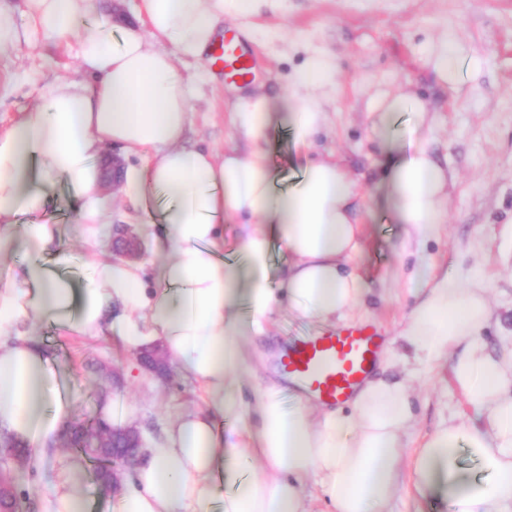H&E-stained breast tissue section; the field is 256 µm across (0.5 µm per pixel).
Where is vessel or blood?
Here are the masks:
<instances>
[{"instance_id":"obj_1","label":"vessel or blood","mask_w":512,"mask_h":512,"mask_svg":"<svg viewBox=\"0 0 512 512\" xmlns=\"http://www.w3.org/2000/svg\"><path fill=\"white\" fill-rule=\"evenodd\" d=\"M225 80L252 82L256 57L245 35L225 29L208 59ZM381 343L366 326L328 331L285 346L278 354L280 372L306 394L325 405L344 404L373 372Z\"/></svg>"}]
</instances>
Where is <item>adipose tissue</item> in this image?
I'll use <instances>...</instances> for the list:
<instances>
[{"label": "adipose tissue", "mask_w": 512, "mask_h": 512, "mask_svg": "<svg viewBox=\"0 0 512 512\" xmlns=\"http://www.w3.org/2000/svg\"><path fill=\"white\" fill-rule=\"evenodd\" d=\"M275 0H140L139 23H91L94 0H25L34 34L76 37L78 81L48 87L41 101L0 129V258L24 254L0 278V438L40 453L55 443L71 400L36 331L37 321L98 337L118 332L127 348L161 341L171 359L197 381L206 407L169 423L148 450L118 512H311L302 480L312 475L325 512H382L411 474L418 492L432 490L437 472L454 474L467 448L488 473L451 492L452 512H512V348L494 355L483 333L493 318L489 285L480 276L430 280L413 272L421 297L401 339L416 365L456 353L452 372L484 426L449 421L422 448L404 456L415 421L409 386L370 376L348 409L286 408L279 384L260 387L240 408L246 365L242 341L262 335L281 308L333 324L347 321L364 300L354 263L364 246L370 205L342 157L306 156L288 189L277 179L262 143L275 113H284L293 140L312 147L327 115L310 98L259 94L238 99L232 124L247 150L224 155L185 146L196 83L177 70L180 59L208 56L225 17H245ZM424 61L440 83L455 88L479 71L480 57L444 39ZM412 112L406 150L390 154L394 117ZM372 140L388 157L381 180L403 247L429 238L444 223L449 175L428 146L433 127L418 96L376 92L369 101ZM142 157L127 168L123 191L134 200L163 198L161 228L175 252L160 266L159 283L143 264L101 258L105 207L96 162L109 147ZM65 179L83 204L77 216L88 247L82 290L62 272L66 261L53 224H21L43 211L44 184ZM236 226L241 259L224 258V225ZM290 261L270 285L274 247ZM233 416L229 432L216 422ZM52 512H89L83 464L71 460L51 488Z\"/></svg>", "instance_id": "adipose-tissue-1"}]
</instances>
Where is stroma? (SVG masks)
<instances>
[{
    "instance_id": "35a3bbf8",
    "label": "stroma",
    "mask_w": 512,
    "mask_h": 512,
    "mask_svg": "<svg viewBox=\"0 0 512 512\" xmlns=\"http://www.w3.org/2000/svg\"><path fill=\"white\" fill-rule=\"evenodd\" d=\"M224 24L246 33L254 49L258 72L250 92L288 94L291 74L314 55H329L337 65L335 85L312 90L311 95L329 116L327 128L316 138L317 151L342 155L349 171L362 175V189L371 200L358 260L370 293L356 310L354 323L374 326L389 348L400 349L398 332L414 302L409 275L424 259L438 275L450 271L467 278L481 271L498 317L486 340L497 344L512 339V0H278L276 8L242 20L228 17ZM443 37L474 50L483 61L460 95L439 85L424 64V47ZM80 78L73 40L53 44L34 39L0 51V127L39 102L51 83ZM394 87L417 93L434 111L432 147L457 175L448 186L445 223L409 254L398 249L399 227L386 202L387 190L370 175L381 152L369 137L367 103L376 91ZM235 96L234 85L220 76L201 85L192 100L188 144L220 154L237 145L230 119ZM265 148L281 187L290 186L302 151L285 121L272 122ZM45 191L46 210L22 216L21 221L58 225L61 249L69 257L66 271L74 282H81L86 246L75 221L81 199L62 179L46 185ZM101 193L113 223L132 225L140 235L147 269L173 259V249H156L144 222L145 211L158 210V198L139 208L118 187L102 188ZM324 329L316 320L283 311L266 334L245 341L243 402L253 403L257 384L280 380L279 350ZM39 339L64 376L72 401L71 422L101 415L98 393L104 389L117 414L126 416L150 447L177 415L203 405V390L180 365L171 364L168 378L159 379L116 337L90 339L45 323ZM387 372L411 381L417 421L409 432V447H422L449 419L474 418L452 381L447 360L428 363L409 376L395 364ZM74 454L65 436L34 463L0 453V470L9 473L25 496L23 512H49L51 483ZM448 481L439 476L432 493L424 497L404 486L389 512H448Z\"/></svg>"
}]
</instances>
